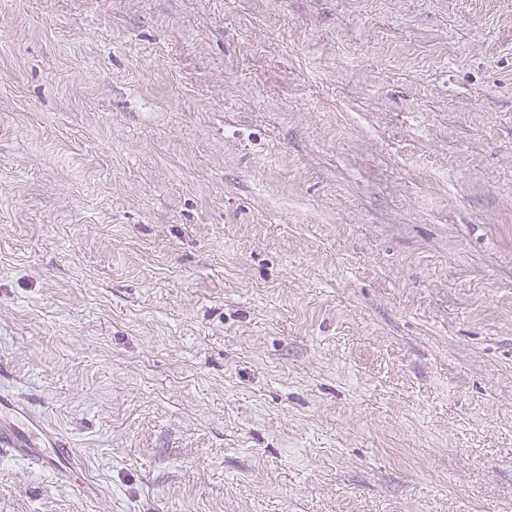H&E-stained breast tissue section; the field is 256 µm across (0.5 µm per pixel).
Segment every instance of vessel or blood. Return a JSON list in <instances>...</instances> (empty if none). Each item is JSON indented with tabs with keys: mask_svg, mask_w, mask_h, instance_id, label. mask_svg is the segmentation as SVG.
<instances>
[{
	"mask_svg": "<svg viewBox=\"0 0 512 512\" xmlns=\"http://www.w3.org/2000/svg\"><path fill=\"white\" fill-rule=\"evenodd\" d=\"M0 452L12 453L62 479L78 477L77 491L82 499L99 493L92 480L78 476L77 456L70 441L40 413L3 390H0Z\"/></svg>",
	"mask_w": 512,
	"mask_h": 512,
	"instance_id": "1",
	"label": "vessel or blood"
}]
</instances>
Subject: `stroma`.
Segmentation results:
<instances>
[{
	"mask_svg": "<svg viewBox=\"0 0 512 512\" xmlns=\"http://www.w3.org/2000/svg\"><path fill=\"white\" fill-rule=\"evenodd\" d=\"M0 365V512H512V0H0ZM0 452H9L61 479L80 467L70 441L38 412L0 388Z\"/></svg>",
	"mask_w": 512,
	"mask_h": 512,
	"instance_id": "obj_1",
	"label": "stroma"
}]
</instances>
